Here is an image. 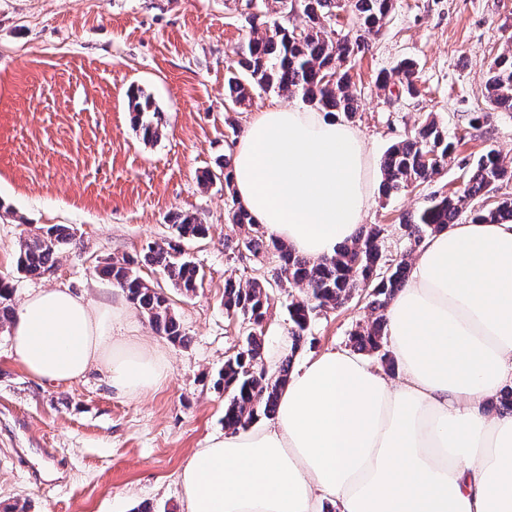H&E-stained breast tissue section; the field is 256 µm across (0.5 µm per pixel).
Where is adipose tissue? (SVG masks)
Instances as JSON below:
<instances>
[{"label": "adipose tissue", "instance_id": "1", "mask_svg": "<svg viewBox=\"0 0 512 512\" xmlns=\"http://www.w3.org/2000/svg\"><path fill=\"white\" fill-rule=\"evenodd\" d=\"M238 201L266 235L320 258L369 208L365 144L335 114L273 104L234 146ZM388 375L329 350L290 375L272 423L212 437L178 474L185 512H512V224L467 221L427 237L385 311ZM127 312L69 288L29 293L10 330L32 377L95 366L127 395L157 389V349L114 340Z\"/></svg>", "mask_w": 512, "mask_h": 512}]
</instances>
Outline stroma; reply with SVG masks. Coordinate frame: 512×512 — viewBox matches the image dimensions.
<instances>
[{"mask_svg": "<svg viewBox=\"0 0 512 512\" xmlns=\"http://www.w3.org/2000/svg\"><path fill=\"white\" fill-rule=\"evenodd\" d=\"M272 21L247 10L246 0H0V277L13 287L14 305L56 286L124 301L96 274L99 261L141 259L149 244L172 238L169 217L177 211L209 227L183 245L205 274L196 293L139 269L169 297L190 344H172L135 308L113 332L165 352L170 372L155 391L121 394L101 368L72 383L34 379L14 358L9 332L0 331V503L25 504L26 512H133L148 499L158 512H183L177 475L224 432V392L215 380L247 329L224 310V280L245 281L276 265L225 249L245 231L227 219L237 198L219 176L237 141L224 125L227 67L234 48ZM510 46L512 0H396L382 30L352 57L358 110L350 123L373 162L430 116L458 141L432 182L373 198L365 221L388 228L390 252L406 247L404 214L432 193L463 189L466 163L490 150L512 158V112L492 110L485 89L490 63ZM406 58L417 65V97L377 81ZM133 88L160 113L157 141H143L130 121ZM475 112L490 118L470 125ZM208 172L215 178L206 184ZM49 224L70 226L72 245L41 275H16L19 241ZM269 295L264 361L271 366L286 354L289 297L276 286ZM369 316L361 299L321 313L293 366L349 348L351 332Z\"/></svg>", "mask_w": 512, "mask_h": 512, "instance_id": "stroma-1", "label": "stroma"}]
</instances>
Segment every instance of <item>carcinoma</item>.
I'll return each mask as SVG.
<instances>
[{"label": "carcinoma", "mask_w": 512, "mask_h": 512, "mask_svg": "<svg viewBox=\"0 0 512 512\" xmlns=\"http://www.w3.org/2000/svg\"><path fill=\"white\" fill-rule=\"evenodd\" d=\"M299 8L301 26L288 23V16ZM394 0H260L259 8L280 15L262 35H251L237 48L235 65L228 71L229 101L242 106L258 86L295 94L308 104L327 112L355 114L356 96L352 91L347 62L359 49L360 37L340 34L336 19L349 12L359 31L376 34L384 26ZM410 95L419 93L416 64L404 60L393 75H382L379 83L390 79ZM487 98L496 109L512 112V49H505L492 61L486 81ZM129 109L136 127L146 140L162 135L158 110L150 97L139 89L128 94ZM455 151L448 130L435 119L425 120L415 133L389 146L380 162L381 191L386 197L410 186H421L439 174ZM464 189L457 195L433 193L415 213L402 216L400 229L408 248L400 254L386 249L387 228L382 224L365 226L350 244H343L330 257L313 260L295 253L285 242L265 236L261 225L242 207L228 213V220L248 227L241 246L254 258L273 255L278 259L272 279L254 278L246 284L229 277L224 283V309L240 316L249 325L243 346L224 362L217 384L224 387V429L248 428L260 415L276 412L278 394L288 382L292 358L309 335L315 318L326 309L341 307L355 298L367 300L376 313L360 323L351 334V347L361 353L379 356L382 367L395 372V360L384 349L387 324L384 311L407 277L412 247L426 237L457 223L468 212L475 221H512V199L488 203L500 186L512 183V161L490 150L464 172ZM176 239L147 248L144 263L162 271L175 288L185 294L202 285L204 273L185 256L181 242L203 238L208 226L191 215L173 218ZM73 241L71 228L53 224L24 238L16 261L17 271L35 274L53 265L56 256ZM99 273L112 281L148 318L156 333L170 342L186 346V336L169 299L145 282L133 269V261L110 258ZM299 289L288 304L291 341L288 355L274 373L264 369V328L269 315L271 284ZM13 288L0 279V328L12 323L15 309Z\"/></svg>", "instance_id": "carcinoma-1"}]
</instances>
